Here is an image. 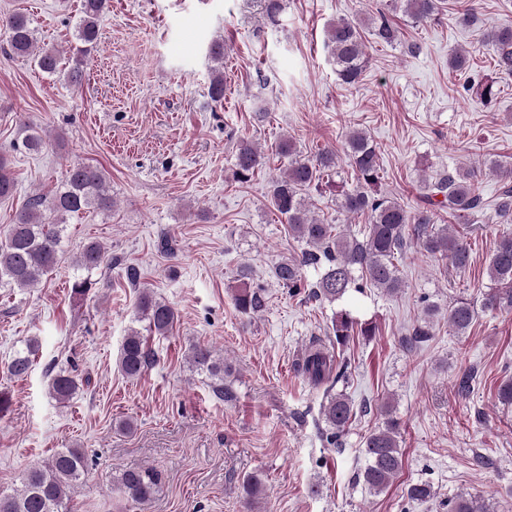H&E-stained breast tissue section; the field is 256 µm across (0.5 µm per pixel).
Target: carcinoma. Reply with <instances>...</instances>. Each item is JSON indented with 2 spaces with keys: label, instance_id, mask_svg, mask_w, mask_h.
Returning <instances> with one entry per match:
<instances>
[{
  "label": "carcinoma",
  "instance_id": "cac0c4a2",
  "mask_svg": "<svg viewBox=\"0 0 512 512\" xmlns=\"http://www.w3.org/2000/svg\"><path fill=\"white\" fill-rule=\"evenodd\" d=\"M108 0H81V16L76 26V43L70 47L72 66L66 74L71 83L82 79L85 61L97 51L99 21ZM397 7L417 24L432 21L443 8L440 0H399ZM458 21L465 27L482 22L478 0H468L459 12ZM0 29L7 34L14 54L31 57L38 68L48 74L59 72L61 56L55 47L37 46L29 19L19 13L0 18ZM372 32L379 41H397V29L386 13L363 24L340 18L330 24L325 47L336 66V74L347 85L357 84L366 65L365 33ZM495 53L496 77L491 81H471L463 85L465 93L473 92L485 106H492L497 85L512 79V22L500 23L486 31ZM451 69L461 71L469 63V51L453 48L448 53ZM275 152L288 157V167L272 178L270 198L274 210L288 224V231L301 243L298 255L278 262L273 268L275 279L298 295L304 288L318 300L335 302L349 291L376 288L388 295L404 290L399 264L412 246L451 266L457 272L471 265L467 237L449 224L441 223V212L448 218L467 225L485 210L481 186V167L460 165L437 174L425 184L421 204L409 209L380 190L383 168L376 144L363 131L353 130L345 137V152L350 159L353 179L335 180L337 154L333 147L320 149L313 158L299 154L290 138H282ZM268 154L251 140H238L234 163V179L247 183L264 168ZM500 186L494 210L500 224H512V164L491 162ZM331 187L336 192L338 212L346 218L363 217L368 224L357 234L346 233L338 224H326L311 211L306 194L314 189ZM16 192V183L7 169V159L0 156V198L8 199ZM115 206L105 172L94 165L78 163L69 166L64 180L50 194L30 197L16 212L5 239L0 240V287L36 288L59 268L63 258L62 242L67 218L83 212H108ZM75 266L92 272L112 266L103 247L85 243L74 257ZM324 267L313 283L305 275L309 267ZM493 286L482 296L481 308L465 298L448 304V327L463 336L472 327L478 310H512V234L501 236L487 268ZM237 310L246 316L260 312L264 306L259 289L239 288L233 296ZM139 311L148 322L147 330L165 336L177 320L174 308L144 288L139 296ZM437 307L426 304V319L400 339L401 347L412 352L433 335ZM333 336L328 341L313 342L297 364V370L316 387L325 388L323 415L330 427L329 442L338 443L354 416L353 404L342 392L333 389L349 379V366L340 358L341 348L357 334L367 339L376 335L373 323H358L346 310L332 318ZM35 344L16 352L7 364L14 377L28 374L33 365ZM193 369L224 380V363L214 358L213 351L202 345L190 349ZM154 353L138 330L126 336L118 359V368L129 379H136L152 364ZM77 389L73 376L60 370L49 379V390L59 400L68 399ZM382 426L366 437V466L361 473L365 489L377 494L385 490L403 466L399 445L400 422L394 418L390 403L380 407ZM88 474L85 453L80 448H63L44 463L27 470L21 487L11 493H0V512H70L68 501L80 480ZM159 482L155 469L142 467L120 473L116 490L130 508L148 503ZM448 512H490L478 496H462L448 500Z\"/></svg>",
  "mask_w": 512,
  "mask_h": 512
}]
</instances>
